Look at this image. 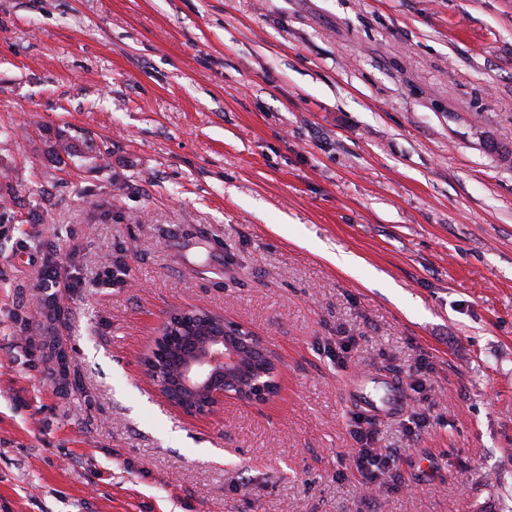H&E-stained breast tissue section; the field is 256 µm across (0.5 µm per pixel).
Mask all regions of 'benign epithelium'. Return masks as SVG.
Here are the masks:
<instances>
[{
    "mask_svg": "<svg viewBox=\"0 0 512 512\" xmlns=\"http://www.w3.org/2000/svg\"><path fill=\"white\" fill-rule=\"evenodd\" d=\"M204 324L210 335L205 337L203 349H189L178 369L153 368L140 358L141 371L155 390L169 404L200 417L219 414L226 398L260 404L274 398L279 389L274 371L245 379L236 371L248 356L274 362L271 345L242 325L220 320L208 311L204 312Z\"/></svg>",
    "mask_w": 512,
    "mask_h": 512,
    "instance_id": "1",
    "label": "benign epithelium"
}]
</instances>
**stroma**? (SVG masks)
<instances>
[{
    "instance_id": "35a3bbf8",
    "label": "stroma",
    "mask_w": 512,
    "mask_h": 512,
    "mask_svg": "<svg viewBox=\"0 0 512 512\" xmlns=\"http://www.w3.org/2000/svg\"><path fill=\"white\" fill-rule=\"evenodd\" d=\"M39 247L129 267L64 300L68 393ZM197 306L270 342L272 401L144 380ZM0 512H512V0H0ZM127 276L128 267L126 263L120 258H112L103 267L98 284L106 288L122 286L125 284ZM37 341L41 363L50 374L58 380H70L74 364L59 336H39ZM382 381L383 386L387 391V399L383 402L380 408L388 412L401 410L405 404L404 384L396 377H386ZM355 422L353 437L360 448H354V466L367 484L376 485L385 474H392L390 465L394 455L382 448H373V430L364 426L363 417H356Z\"/></svg>"
}]
</instances>
